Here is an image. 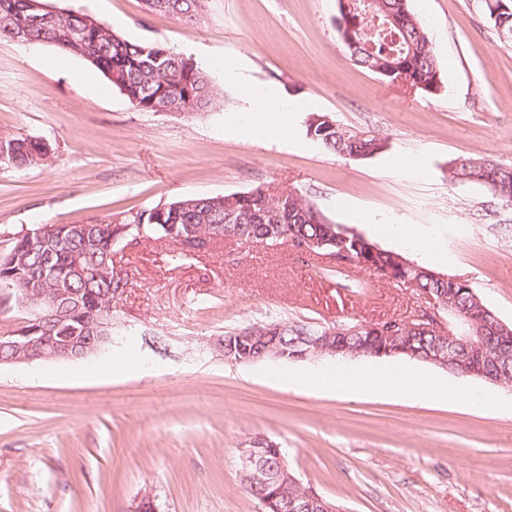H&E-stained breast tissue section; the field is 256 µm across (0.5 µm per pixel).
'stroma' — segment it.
<instances>
[{
  "instance_id": "obj_1",
  "label": "stroma",
  "mask_w": 512,
  "mask_h": 512,
  "mask_svg": "<svg viewBox=\"0 0 512 512\" xmlns=\"http://www.w3.org/2000/svg\"><path fill=\"white\" fill-rule=\"evenodd\" d=\"M45 2L205 69L233 59L238 78L290 104L293 134L247 135L250 103L221 74L207 111L144 112L83 58L0 40V143L49 145L31 166L0 161V255L38 224L298 190L328 223L468 281L512 324V206L448 178L466 157L512 166V40L483 0H409L444 71L434 95L354 64L336 0H203L191 24L145 13L142 0ZM311 113L388 147L367 159L327 151L306 134ZM381 224L421 225L442 260L382 236ZM113 252L127 285L112 301V344L93 365L0 368V512H129L145 492L158 512H258L237 451L255 436L287 448L301 484L340 512H512V384L471 382L510 402L505 411L346 399L288 387L283 372L306 361L236 364L210 347L272 321L422 318L432 308L419 291L358 266L331 269L287 243L141 239Z\"/></svg>"
}]
</instances>
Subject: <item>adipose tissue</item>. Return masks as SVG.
I'll return each instance as SVG.
<instances>
[{"instance_id":"ef3b65f1","label":"adipose tissue","mask_w":512,"mask_h":512,"mask_svg":"<svg viewBox=\"0 0 512 512\" xmlns=\"http://www.w3.org/2000/svg\"><path fill=\"white\" fill-rule=\"evenodd\" d=\"M240 93L253 101V111L244 122L245 128L263 126L278 136L288 133V124L280 118V103L274 92L254 95L251 86L242 82ZM293 388L319 389L340 398L382 397L426 404H448L490 411L495 407L485 394L459 381L442 380L397 366L367 367L340 362L337 366H320L315 370L290 376Z\"/></svg>"}]
</instances>
